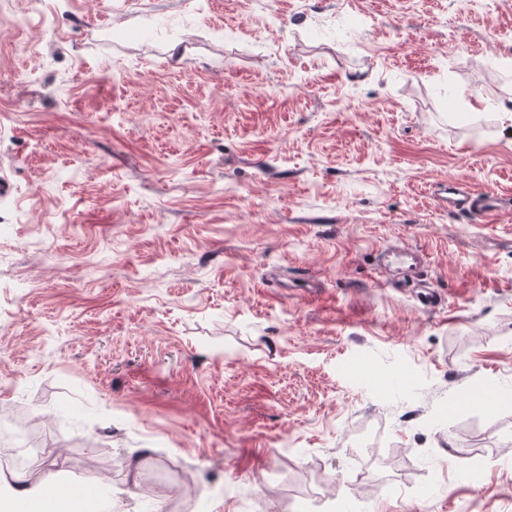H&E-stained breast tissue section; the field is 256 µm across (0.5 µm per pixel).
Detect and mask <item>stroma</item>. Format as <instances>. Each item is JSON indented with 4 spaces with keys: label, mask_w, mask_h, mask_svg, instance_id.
<instances>
[{
    "label": "stroma",
    "mask_w": 512,
    "mask_h": 512,
    "mask_svg": "<svg viewBox=\"0 0 512 512\" xmlns=\"http://www.w3.org/2000/svg\"><path fill=\"white\" fill-rule=\"evenodd\" d=\"M506 105L512 0H0V413L48 497L512 512ZM443 201L448 210L463 216H490L499 210V199L495 194L475 191L452 180H448V196Z\"/></svg>",
    "instance_id": "1"
}]
</instances>
